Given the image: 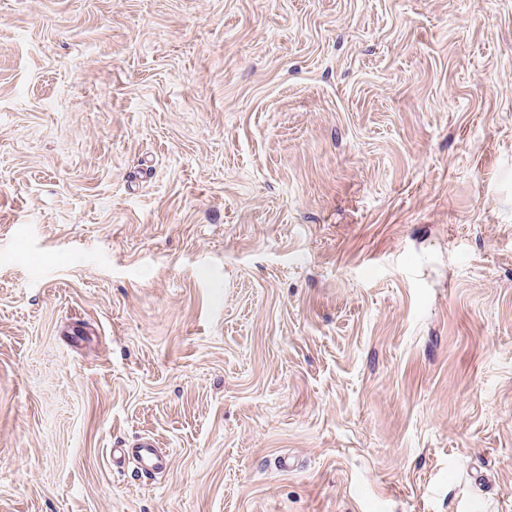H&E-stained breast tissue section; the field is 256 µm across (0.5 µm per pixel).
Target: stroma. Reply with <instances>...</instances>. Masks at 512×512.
<instances>
[{
	"instance_id": "obj_1",
	"label": "stroma",
	"mask_w": 512,
	"mask_h": 512,
	"mask_svg": "<svg viewBox=\"0 0 512 512\" xmlns=\"http://www.w3.org/2000/svg\"><path fill=\"white\" fill-rule=\"evenodd\" d=\"M0 512H512V0H0ZM133 448L135 451L132 460L141 474L155 476L167 469L168 459L159 448H156L153 439L142 437L133 445Z\"/></svg>"
}]
</instances>
